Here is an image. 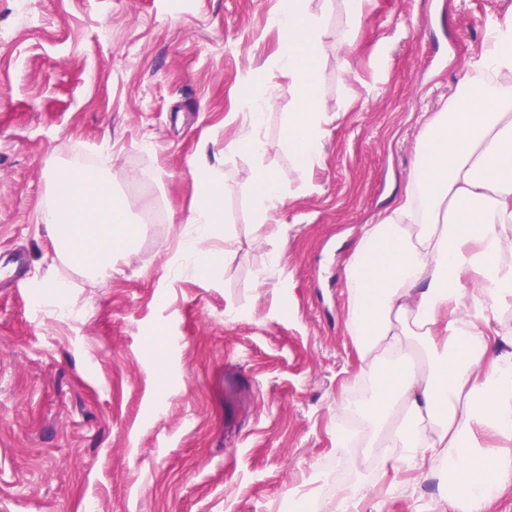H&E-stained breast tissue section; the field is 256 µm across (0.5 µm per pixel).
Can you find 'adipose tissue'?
I'll return each instance as SVG.
<instances>
[{"instance_id":"1","label":"adipose tissue","mask_w":512,"mask_h":512,"mask_svg":"<svg viewBox=\"0 0 512 512\" xmlns=\"http://www.w3.org/2000/svg\"><path fill=\"white\" fill-rule=\"evenodd\" d=\"M307 0H280V50L272 66L287 71L293 110L277 142L262 139L269 97L245 81L253 130L235 144L261 156L287 151L310 168L323 154L327 115L319 98L323 22ZM474 71L496 85L465 79L417 143L406 194L380 223L364 225L345 270V331L365 362L369 396L362 411L372 439L387 440L385 462L416 471L441 466L443 512H485L512 487V330L499 316L512 308V10L488 30ZM57 197L43 209L58 251L90 276H106L133 245L137 228L101 171L52 173ZM250 195L253 221L267 223L286 198L260 168ZM223 214L221 185L206 177L184 252L198 268L211 255L198 240L213 236ZM471 288H464V278Z\"/></svg>"}]
</instances>
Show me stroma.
<instances>
[{
    "label": "stroma",
    "instance_id": "stroma-1",
    "mask_svg": "<svg viewBox=\"0 0 512 512\" xmlns=\"http://www.w3.org/2000/svg\"><path fill=\"white\" fill-rule=\"evenodd\" d=\"M512 0H367L337 45L341 0H308L328 29L318 70L330 120L310 169L284 151L231 152L240 82L276 95L278 0H0V512H338L336 405L362 363L345 333L344 271L361 225L404 193L431 115L456 97ZM206 157L227 236L199 271L180 255ZM104 168L139 220L111 277L60 257L40 211L49 175ZM287 197L252 221L257 167ZM63 282L61 296L50 287ZM437 481L378 465L362 512H441Z\"/></svg>",
    "mask_w": 512,
    "mask_h": 512
}]
</instances>
